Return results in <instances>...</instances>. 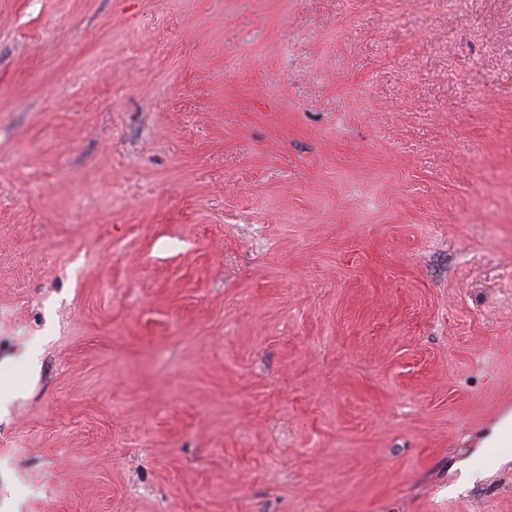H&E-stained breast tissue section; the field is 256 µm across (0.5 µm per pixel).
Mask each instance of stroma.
Wrapping results in <instances>:
<instances>
[{"label":"stroma","instance_id":"35a3bbf8","mask_svg":"<svg viewBox=\"0 0 512 512\" xmlns=\"http://www.w3.org/2000/svg\"><path fill=\"white\" fill-rule=\"evenodd\" d=\"M0 512H512V0H0Z\"/></svg>","mask_w":512,"mask_h":512}]
</instances>
